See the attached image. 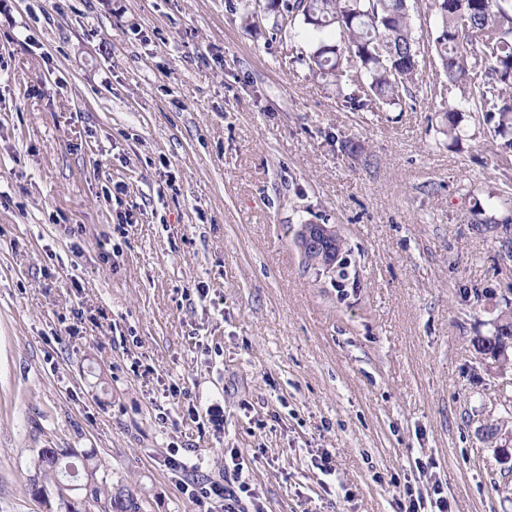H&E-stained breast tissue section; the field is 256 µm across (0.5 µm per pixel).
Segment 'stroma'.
<instances>
[{
  "label": "stroma",
  "instance_id": "obj_1",
  "mask_svg": "<svg viewBox=\"0 0 512 512\" xmlns=\"http://www.w3.org/2000/svg\"><path fill=\"white\" fill-rule=\"evenodd\" d=\"M273 18L0 0V512H61L43 448L95 449L143 512H224L180 485L237 463L260 512H398L406 482L512 512L485 438L512 372L471 307L512 301L473 216L512 163L470 117L451 144L437 102L342 107ZM305 222L340 225L347 280L304 271Z\"/></svg>",
  "mask_w": 512,
  "mask_h": 512
}]
</instances>
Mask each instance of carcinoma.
Returning a JSON list of instances; mask_svg holds the SVG:
<instances>
[{
	"instance_id": "obj_1",
	"label": "carcinoma",
	"mask_w": 512,
	"mask_h": 512,
	"mask_svg": "<svg viewBox=\"0 0 512 512\" xmlns=\"http://www.w3.org/2000/svg\"><path fill=\"white\" fill-rule=\"evenodd\" d=\"M281 6L290 27L298 23L313 35L311 50L298 61L313 78L336 86L343 107L376 112L420 92L436 99L444 89L424 80L432 68L458 91L443 108L441 132L461 139V116L468 112L486 125L499 155L512 156V0H432L434 22L424 41L415 35L408 0H283ZM486 198L492 208L512 210V193L491 187ZM483 223L512 261V221L491 216ZM473 347L512 366V302L495 307L489 335L475 337ZM36 465L65 512H83L70 495L72 478L103 512H142L139 490L98 474L91 449L43 448Z\"/></svg>"
}]
</instances>
